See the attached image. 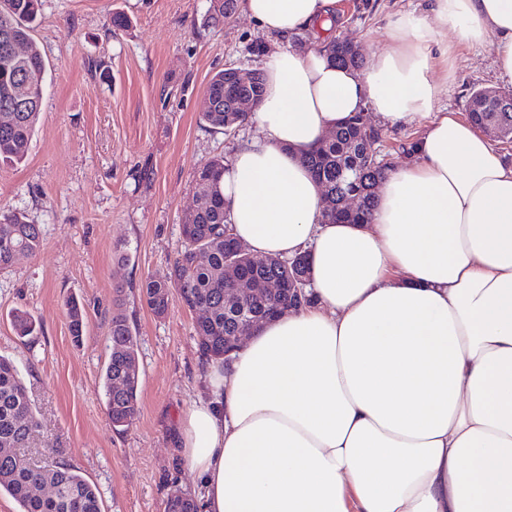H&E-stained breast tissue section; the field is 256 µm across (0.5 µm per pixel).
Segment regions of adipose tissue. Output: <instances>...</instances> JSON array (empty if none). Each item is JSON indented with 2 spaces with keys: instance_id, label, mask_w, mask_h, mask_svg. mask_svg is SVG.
<instances>
[{
  "instance_id": "ef3b65f1",
  "label": "adipose tissue",
  "mask_w": 512,
  "mask_h": 512,
  "mask_svg": "<svg viewBox=\"0 0 512 512\" xmlns=\"http://www.w3.org/2000/svg\"><path fill=\"white\" fill-rule=\"evenodd\" d=\"M337 0H240L266 33L326 30ZM363 68L284 48L224 172L237 241L307 255L314 302L210 360L178 426L198 512H512V166L435 110L457 42L494 36L512 85V0L396 12ZM419 126L370 223L328 224L302 165L351 114Z\"/></svg>"
}]
</instances>
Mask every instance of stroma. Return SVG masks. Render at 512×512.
Returning a JSON list of instances; mask_svg holds the SVG:
<instances>
[{
  "instance_id": "obj_1",
  "label": "stroma",
  "mask_w": 512,
  "mask_h": 512,
  "mask_svg": "<svg viewBox=\"0 0 512 512\" xmlns=\"http://www.w3.org/2000/svg\"><path fill=\"white\" fill-rule=\"evenodd\" d=\"M210 0H42L33 38L47 66L42 107L26 161L0 164V208L42 224L33 257L0 272V355L19 370L37 409L32 460L79 468L101 493L103 512H165L174 490L192 492L193 474L176 453L178 421L201 389L206 361L196 312L172 303L158 316L138 286L167 273L181 249L193 206L194 173L255 133L203 125L199 112L212 75L227 67L263 69L281 39L242 13L217 27L202 23ZM425 0H341L336 34L362 56L387 42L396 11ZM130 21L113 29L114 14ZM455 69L435 108L466 114L473 90L501 89L491 41L460 43ZM124 284L116 293V284ZM86 313L74 343L63 304ZM121 305L136 332L140 412L114 429L101 373L108 324ZM31 314L37 333L17 336L11 314Z\"/></svg>"
}]
</instances>
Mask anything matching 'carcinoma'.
<instances>
[{
    "label": "carcinoma",
    "mask_w": 512,
    "mask_h": 512,
    "mask_svg": "<svg viewBox=\"0 0 512 512\" xmlns=\"http://www.w3.org/2000/svg\"><path fill=\"white\" fill-rule=\"evenodd\" d=\"M40 0H0V163L18 165L28 156L36 131L46 64L33 39V23ZM236 0H211L207 22L219 24L232 18ZM30 44L29 54H11V43ZM341 66L358 67L361 57L348 41L328 37L319 42ZM227 70L209 80L206 95L213 107L200 112L205 126L226 133L248 121V113L236 111L241 97L261 100L263 72L254 82L224 90ZM480 91L468 103V118L478 127L497 123L512 131V92L485 104ZM382 129L365 112L359 111L342 123L332 135L302 156V162L323 192L334 200L345 195L357 199L351 210L326 208L330 223L367 224L375 206L376 189L390 169V163L377 157L376 145ZM228 162L216 156L201 163L196 171L193 209L182 224V249L168 273L150 276L139 284L141 296L157 315L168 311L176 299L190 310H201L196 324L201 354L221 358L233 348L242 311L251 314L256 325L273 319L280 307L298 308L311 302L308 263L304 255L291 259L256 258L236 249L229 213L224 205L222 182ZM43 246L41 225L33 224L21 212L0 214V272L10 269L19 256H34ZM275 279L276 292L263 290ZM66 318L74 343L83 340L85 316L79 301L65 302ZM13 324L20 337L31 336L36 326L29 313L17 311ZM110 355L102 381L106 409L117 430H124L136 419L140 371L134 330L121 307L110 320ZM38 429L36 411L14 363L0 356V492L9 494L19 512H102L98 489L72 466L37 467L24 456L23 449ZM167 512H197L190 494L174 491L166 502Z\"/></svg>",
    "instance_id": "1"
}]
</instances>
